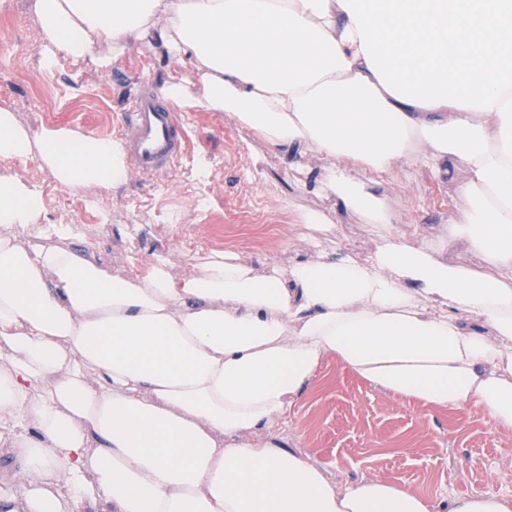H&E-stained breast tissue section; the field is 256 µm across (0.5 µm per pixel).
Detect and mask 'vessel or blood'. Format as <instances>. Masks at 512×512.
I'll return each instance as SVG.
<instances>
[{"label":"vessel or blood","mask_w":512,"mask_h":512,"mask_svg":"<svg viewBox=\"0 0 512 512\" xmlns=\"http://www.w3.org/2000/svg\"><path fill=\"white\" fill-rule=\"evenodd\" d=\"M126 159L143 177L170 174L185 151V123L174 107L143 89L126 103L120 123Z\"/></svg>","instance_id":"obj_1"}]
</instances>
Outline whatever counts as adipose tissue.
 Returning a JSON list of instances; mask_svg holds the SVG:
<instances>
[{
  "label": "adipose tissue",
  "instance_id": "ef3b65f1",
  "mask_svg": "<svg viewBox=\"0 0 512 512\" xmlns=\"http://www.w3.org/2000/svg\"><path fill=\"white\" fill-rule=\"evenodd\" d=\"M40 63L157 44L178 107L227 112L271 147L327 158L323 188L382 243L257 273L215 252L134 278L44 221L41 191L0 176V454L29 474L0 512H512L475 492L445 508L405 482L341 486L267 438L326 359L438 410L472 405L512 431V0H35ZM103 53H95V46ZM38 157L71 191L129 179L121 144L21 126L0 160ZM469 165L448 226L456 256L410 244L352 179ZM48 238L37 248L21 233ZM479 254L485 270L467 256ZM494 337L483 333V326Z\"/></svg>",
  "mask_w": 512,
  "mask_h": 512
}]
</instances>
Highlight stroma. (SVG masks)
<instances>
[{
  "instance_id": "stroma-1",
  "label": "stroma",
  "mask_w": 512,
  "mask_h": 512,
  "mask_svg": "<svg viewBox=\"0 0 512 512\" xmlns=\"http://www.w3.org/2000/svg\"><path fill=\"white\" fill-rule=\"evenodd\" d=\"M170 65L155 47L132 43L109 71L66 58L53 71L42 70L32 0H0V108L30 130L68 127L118 138L127 99L138 88L158 86ZM185 115L188 152L166 177L134 173L113 191L71 192L35 157L0 162V175L38 186L46 223L75 225L79 245L95 262L125 275L144 272L159 256L176 275L199 271L214 252L238 255L261 272L316 260L299 220L311 211L335 226L327 253L362 261L380 244L375 225L320 189V154L288 157L225 112ZM448 168L439 180L420 165L376 180L359 166L350 174L399 213L411 242L436 244L448 235L469 175L464 159H449ZM276 440L342 485L378 477L410 483L437 502L475 491L512 497V432L486 412L430 409L387 395L332 359L291 408Z\"/></svg>"
}]
</instances>
